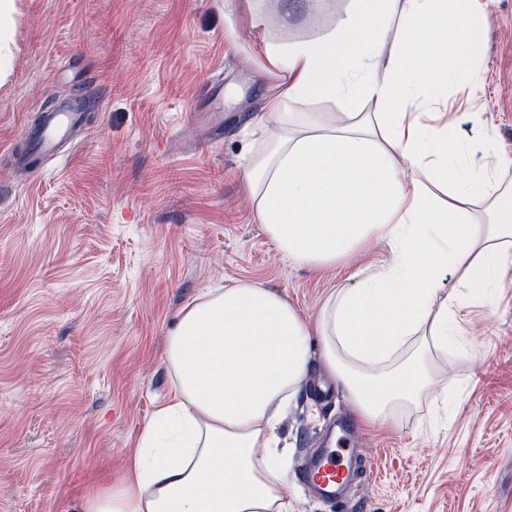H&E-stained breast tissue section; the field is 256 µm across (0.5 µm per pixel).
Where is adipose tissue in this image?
I'll return each mask as SVG.
<instances>
[{
	"label": "adipose tissue",
	"instance_id": "ef3b65f1",
	"mask_svg": "<svg viewBox=\"0 0 512 512\" xmlns=\"http://www.w3.org/2000/svg\"><path fill=\"white\" fill-rule=\"evenodd\" d=\"M491 3L358 0L320 38L264 44L272 147L242 166L256 223L314 269L372 240L393 260L332 292L313 318L257 283L186 304L166 339L171 396L121 468L99 472L84 512H289L278 430L312 343L366 422L431 389L407 349L448 348L460 301L443 292V270L481 296L512 270V203L498 178L512 157L493 145V165L475 167L413 100L440 99L452 73L481 59ZM336 99L347 112L311 109ZM361 99L375 111H354Z\"/></svg>",
	"mask_w": 512,
	"mask_h": 512
}]
</instances>
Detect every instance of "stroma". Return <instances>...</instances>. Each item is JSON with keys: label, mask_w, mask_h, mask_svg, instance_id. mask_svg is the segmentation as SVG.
<instances>
[{"label": "stroma", "mask_w": 512, "mask_h": 512, "mask_svg": "<svg viewBox=\"0 0 512 512\" xmlns=\"http://www.w3.org/2000/svg\"><path fill=\"white\" fill-rule=\"evenodd\" d=\"M313 6L18 0L0 36V512H82L93 472L120 466L168 400L166 336L206 289L259 282L314 316L387 259L371 241L326 270L289 262L241 183L244 153L268 145L257 47L323 35ZM462 77L473 97L449 82L448 117L480 167L487 141L512 153V0H494ZM66 105L79 145L25 162L28 129ZM460 298L457 335L425 355L447 400L371 426L312 359L280 429L292 512H512V272ZM337 426L363 473L329 500L300 472Z\"/></svg>", "instance_id": "stroma-1"}]
</instances>
